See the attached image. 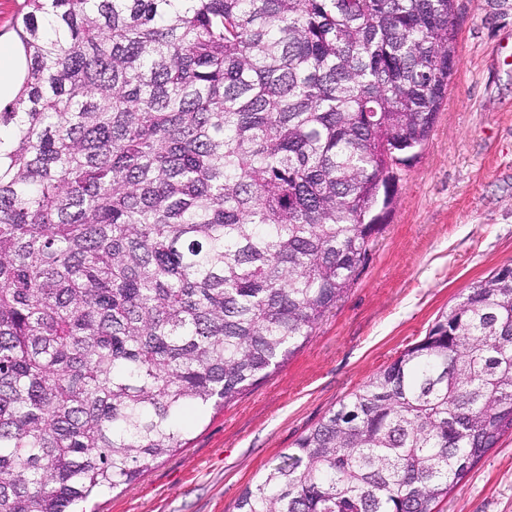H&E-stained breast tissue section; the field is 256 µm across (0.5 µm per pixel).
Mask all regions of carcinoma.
Returning <instances> with one entry per match:
<instances>
[{"instance_id": "obj_1", "label": "carcinoma", "mask_w": 512, "mask_h": 512, "mask_svg": "<svg viewBox=\"0 0 512 512\" xmlns=\"http://www.w3.org/2000/svg\"><path fill=\"white\" fill-rule=\"evenodd\" d=\"M0 109V512L187 443L354 284L454 67L453 0H25ZM512 431V267L237 512H434Z\"/></svg>"}]
</instances>
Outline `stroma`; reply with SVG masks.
Listing matches in <instances>:
<instances>
[{"label":"stroma","mask_w":512,"mask_h":512,"mask_svg":"<svg viewBox=\"0 0 512 512\" xmlns=\"http://www.w3.org/2000/svg\"><path fill=\"white\" fill-rule=\"evenodd\" d=\"M455 61L418 157L351 288L281 367L187 436L174 456L87 512H236L247 484L424 338L477 281L512 266V0H454ZM437 512H512V433Z\"/></svg>","instance_id":"stroma-1"}]
</instances>
